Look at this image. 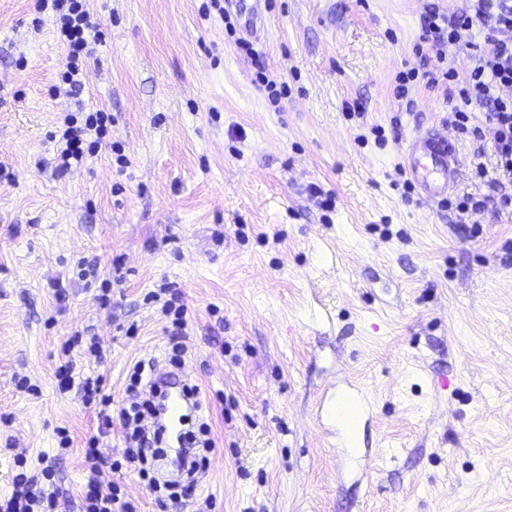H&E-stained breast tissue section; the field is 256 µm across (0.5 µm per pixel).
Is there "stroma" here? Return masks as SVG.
I'll use <instances>...</instances> for the list:
<instances>
[{
    "label": "stroma",
    "instance_id": "1",
    "mask_svg": "<svg viewBox=\"0 0 512 512\" xmlns=\"http://www.w3.org/2000/svg\"><path fill=\"white\" fill-rule=\"evenodd\" d=\"M35 3L0 0V498L46 463L56 512H77L87 438L121 459L120 418L97 434L96 405L59 390L60 347L97 337L99 356L72 360L120 409L133 361L168 363L170 320L145 301L167 283L214 446L179 504L136 471H103L137 512H512V211L475 178L467 140L452 141L453 194L486 199L481 214L425 203L397 173L415 129L448 115L444 89L416 85L408 114L393 96L422 65L426 0H266L249 53L242 18L208 0H89L105 38L80 93L59 79L51 23L33 28ZM261 66L288 87L279 106ZM354 101L367 125L399 117L386 146L357 143ZM81 108L114 122L56 174L50 133ZM346 378L375 401L352 449L314 418Z\"/></svg>",
    "mask_w": 512,
    "mask_h": 512
}]
</instances>
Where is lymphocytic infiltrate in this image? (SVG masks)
Returning a JSON list of instances; mask_svg holds the SVG:
<instances>
[{
    "mask_svg": "<svg viewBox=\"0 0 512 512\" xmlns=\"http://www.w3.org/2000/svg\"><path fill=\"white\" fill-rule=\"evenodd\" d=\"M41 12L53 13L57 39L66 51L61 79L70 87L83 85L87 65L103 39L102 23L91 15L87 0H38ZM420 43L429 45L442 66L436 70L400 73L394 96L413 108L409 97L410 82L421 80L427 87L448 88V125L457 137L490 141L499 178L512 182V0H469L466 10L449 14L436 0H428L422 15ZM464 63L468 75L456 84V63ZM112 121L111 115L97 111L88 113L84 121L66 114L59 130L55 170L63 174L82 164L100 147ZM57 373L63 387L79 384L85 402H99L98 432L90 436L84 449V466L89 473L87 491L81 512H135L131 503L120 501L115 484L104 483L99 474L109 465V458L98 448V437L112 424L108 409L110 396L103 392L98 377L75 380L73 364L63 361ZM159 386L145 361L132 370L127 397L118 416L128 426V446L124 460L137 468L150 490H160L156 476L157 459L165 437L161 430L146 432L139 423L144 416L156 413ZM50 469L40 474H17L10 497L0 501V512H54L56 501L43 488L50 480Z\"/></svg>",
    "mask_w": 512,
    "mask_h": 512,
    "instance_id": "f902f5d3",
    "label": "lymphocytic infiltrate"
}]
</instances>
